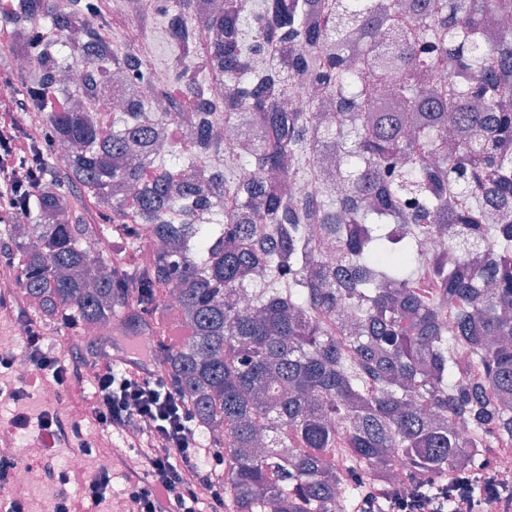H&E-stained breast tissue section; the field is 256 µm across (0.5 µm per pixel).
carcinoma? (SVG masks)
Instances as JSON below:
<instances>
[{
  "label": "carcinoma",
  "instance_id": "obj_1",
  "mask_svg": "<svg viewBox=\"0 0 512 512\" xmlns=\"http://www.w3.org/2000/svg\"><path fill=\"white\" fill-rule=\"evenodd\" d=\"M197 0L136 14L119 49L99 37L88 0H19L18 14L81 34L38 50L25 85L71 100L60 84L75 59L117 75L129 97L109 136L83 106L44 113L48 170L0 255L21 260L17 286L47 318L80 328L121 321L140 332L162 287L178 291L190 336L160 358L206 431L224 432L225 512H354L372 469L386 484L391 452L407 483L444 470L488 473L494 444L512 441V0ZM312 10L323 26L311 28ZM161 15L175 30L167 102L155 112L141 40ZM216 34L202 45L194 27ZM449 61L456 82L433 73ZM399 80L392 82L391 76ZM307 79V112L279 100ZM336 101L334 120L319 108ZM197 120L155 157L162 123ZM224 152L233 177L204 163ZM317 198L287 183L325 178ZM99 209L88 224L84 201ZM153 234V259L129 269L105 241L133 249ZM488 252L489 266L442 251ZM336 252L339 265L323 261ZM254 283L250 308L241 285ZM350 311V325L336 312ZM340 415L346 429L332 426ZM469 429V436L460 428Z\"/></svg>",
  "mask_w": 512,
  "mask_h": 512
}]
</instances>
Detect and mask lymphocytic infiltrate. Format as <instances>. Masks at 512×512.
<instances>
[{
	"mask_svg": "<svg viewBox=\"0 0 512 512\" xmlns=\"http://www.w3.org/2000/svg\"><path fill=\"white\" fill-rule=\"evenodd\" d=\"M66 101L45 99L42 111H30L19 97L0 99V222L18 219V197L36 193L38 184L29 162L33 143L25 129L42 122L43 111L66 110ZM0 315L19 319L24 329L20 353H0V370L12 373L18 359H26L36 379L52 380L62 399L95 401L97 434L84 431L80 421L63 419L57 410L38 416L16 413L10 426L40 445L37 467L58 488L57 512H85L114 494L115 478H122L134 512H224V485L211 473L223 466L221 451L204 447L190 403L170 383L164 371L141 373L88 356L77 349L57 351L41 323L27 315V300L14 290L0 291ZM58 447L78 448L91 455L100 438L120 439L114 471L86 477L81 498L67 490L69 477L58 469L55 456L43 448L44 435ZM512 486L496 493L447 495L417 499L397 488L374 486L365 490L356 512H507Z\"/></svg>",
	"mask_w": 512,
	"mask_h": 512,
	"instance_id": "lymphocytic-infiltrate-1",
	"label": "lymphocytic infiltrate"
}]
</instances>
